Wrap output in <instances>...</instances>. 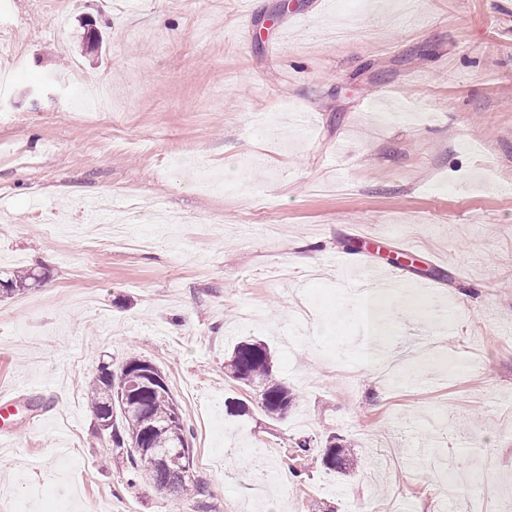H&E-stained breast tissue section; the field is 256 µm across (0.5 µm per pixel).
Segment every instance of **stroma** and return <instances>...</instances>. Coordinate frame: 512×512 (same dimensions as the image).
Here are the masks:
<instances>
[{
    "label": "stroma",
    "mask_w": 512,
    "mask_h": 512,
    "mask_svg": "<svg viewBox=\"0 0 512 512\" xmlns=\"http://www.w3.org/2000/svg\"><path fill=\"white\" fill-rule=\"evenodd\" d=\"M372 2L0 0V269L43 274L0 300V481L39 512H173L87 405L132 352L209 512H461L489 479L484 512H512V0ZM103 196L136 197L150 247L113 245ZM35 197L60 223L32 230ZM406 245L363 316L347 290ZM246 338L300 393L285 419L224 373ZM331 435L350 477L320 462Z\"/></svg>",
    "instance_id": "obj_1"
}]
</instances>
